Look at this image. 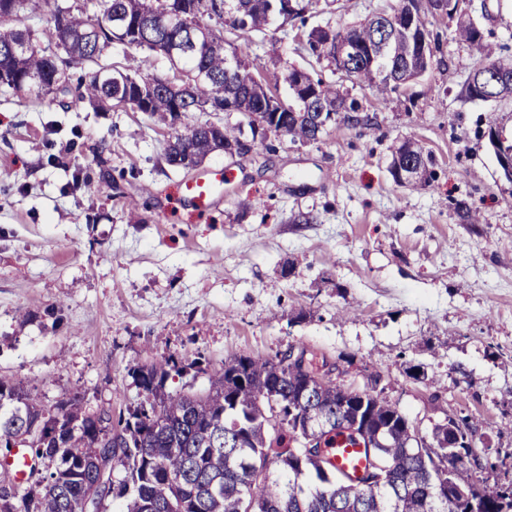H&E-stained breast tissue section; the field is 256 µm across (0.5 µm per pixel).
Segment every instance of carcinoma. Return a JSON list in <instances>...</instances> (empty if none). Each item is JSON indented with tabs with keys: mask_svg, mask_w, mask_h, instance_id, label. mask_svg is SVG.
Listing matches in <instances>:
<instances>
[{
	"mask_svg": "<svg viewBox=\"0 0 512 512\" xmlns=\"http://www.w3.org/2000/svg\"><path fill=\"white\" fill-rule=\"evenodd\" d=\"M93 9L68 5L62 0H0V87L19 98L74 94V102L102 108L116 98L161 122L174 123L196 113H236L237 122L194 121L168 141V165L186 168L191 157L199 166L210 154L235 145L244 153L270 157L276 142L286 137L293 144H310L330 133L307 118L310 111L333 115L337 123L343 105L358 111L356 101L346 102L341 87L347 81L387 100L405 78H415L433 66L439 34L427 15L405 20L396 7L383 10L370 22L345 29L307 26L308 13L320 0H288V14L271 10L277 0H91ZM176 4L183 20L171 25L164 19ZM41 10L50 17L47 40L59 28L69 36L65 56L54 55L35 31L25 24L28 15ZM276 18L297 30L300 53L315 61L325 54L329 37L355 38L363 54L344 69L333 67L339 79L327 81L319 74L300 73L286 67L274 80H256L266 71L250 56L253 37L266 34ZM455 24V39L489 63L500 61L485 33L462 19ZM127 48L135 65L100 67L113 43ZM160 54L181 75L172 83L149 71L150 56ZM233 56L236 72L227 73L226 57ZM97 66L83 84L70 88V65ZM288 88V99L278 85ZM464 95L472 100L499 102L512 99V81L484 78L480 86L465 83ZM262 132L256 133L255 125ZM432 153L405 140L392 152L388 171L400 187H431ZM176 364L170 359L148 370L133 371L143 401L124 415L111 417L112 432L125 435V446L108 450L96 433L83 399H62L52 407L0 376V390L10 396L0 402V438L30 431L33 439L22 444L42 461L44 474L14 482L15 496L0 498V512H84L100 469L112 473L126 499L125 512H486L484 494L477 490L469 458V441L482 425L473 413L453 422L461 445L448 467L447 434L435 426L427 445L412 449L415 429L398 408L380 394L365 393L366 405L388 426L382 444L364 449L368 464L363 476L352 475L333 462L327 451L309 448L296 424L273 418L274 404L294 385L300 371L284 360L233 356L209 375L202 392L165 390ZM282 381L280 388L271 384ZM344 386L327 378L315 391V406L323 414H336ZM158 408L153 417L144 408ZM73 424L80 433L67 448L57 447L56 434ZM246 431L245 448L236 447ZM386 471L382 482L364 483L365 476ZM448 487L446 498L437 489Z\"/></svg>",
	"mask_w": 512,
	"mask_h": 512,
	"instance_id": "obj_1",
	"label": "carcinoma"
}]
</instances>
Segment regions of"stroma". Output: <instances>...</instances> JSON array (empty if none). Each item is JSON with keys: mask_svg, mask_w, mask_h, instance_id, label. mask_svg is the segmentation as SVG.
<instances>
[{"mask_svg": "<svg viewBox=\"0 0 512 512\" xmlns=\"http://www.w3.org/2000/svg\"><path fill=\"white\" fill-rule=\"evenodd\" d=\"M395 2L332 0L312 21L338 29ZM251 56L307 64L275 25ZM482 63L445 28L436 64L387 102L344 83L360 124L282 140L269 164L217 152L193 169L164 158L182 123L0 88V375L48 407L83 395L117 413L143 398L133 370L164 358L180 367L167 389L200 391L227 357L302 347L344 384L380 377L422 435L480 415L476 444L497 467L475 479L512 482V184L483 136L512 102L464 97ZM406 139L431 151L433 187L393 182ZM218 169L219 196L195 209L182 184ZM105 174L119 195L100 192Z\"/></svg>", "mask_w": 512, "mask_h": 512, "instance_id": "stroma-1", "label": "stroma"}]
</instances>
